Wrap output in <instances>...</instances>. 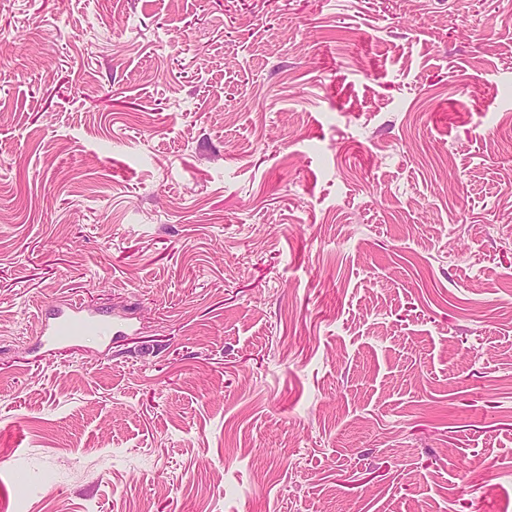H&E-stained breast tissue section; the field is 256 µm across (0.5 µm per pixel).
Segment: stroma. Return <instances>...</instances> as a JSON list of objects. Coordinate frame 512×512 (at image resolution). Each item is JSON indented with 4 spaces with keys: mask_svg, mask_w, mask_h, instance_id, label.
Instances as JSON below:
<instances>
[{
    "mask_svg": "<svg viewBox=\"0 0 512 512\" xmlns=\"http://www.w3.org/2000/svg\"><path fill=\"white\" fill-rule=\"evenodd\" d=\"M0 512H512V0H0ZM52 321L41 320L37 341L41 346H58L75 339L104 336L102 328L108 320L101 314L86 309L79 301L68 299L52 314Z\"/></svg>",
    "mask_w": 512,
    "mask_h": 512,
    "instance_id": "stroma-1",
    "label": "stroma"
}]
</instances>
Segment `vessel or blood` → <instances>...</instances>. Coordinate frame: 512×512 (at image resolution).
<instances>
[{
  "mask_svg": "<svg viewBox=\"0 0 512 512\" xmlns=\"http://www.w3.org/2000/svg\"><path fill=\"white\" fill-rule=\"evenodd\" d=\"M107 319L86 309L79 301L68 299L55 310L51 320L42 321L37 341L40 345L53 347L75 339L101 335Z\"/></svg>",
  "mask_w": 512,
  "mask_h": 512,
  "instance_id": "b4317fda",
  "label": "vessel or blood"
}]
</instances>
